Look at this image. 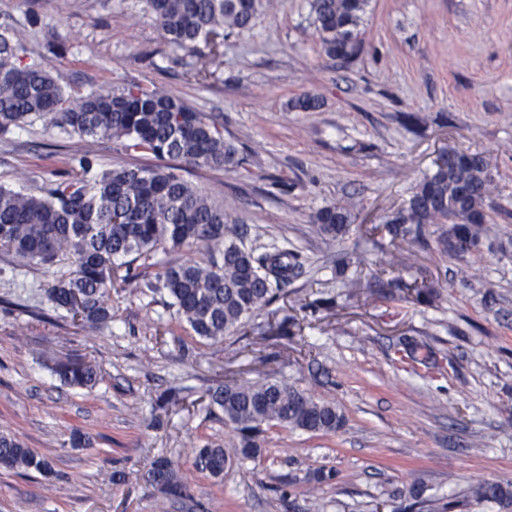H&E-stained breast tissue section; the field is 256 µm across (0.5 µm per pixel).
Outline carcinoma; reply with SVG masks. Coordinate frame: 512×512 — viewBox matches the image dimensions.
Instances as JSON below:
<instances>
[{
	"instance_id": "1",
	"label": "carcinoma",
	"mask_w": 512,
	"mask_h": 512,
	"mask_svg": "<svg viewBox=\"0 0 512 512\" xmlns=\"http://www.w3.org/2000/svg\"><path fill=\"white\" fill-rule=\"evenodd\" d=\"M168 43L192 51L204 40L219 53L224 37L254 26L261 0H145ZM369 0H310L321 51L348 59L357 47ZM69 127L81 136L122 141L125 150L180 161L199 168L231 170L241 165L236 147L214 122L157 87H103L86 95L65 92L61 75L23 65L9 30L0 32V133L34 120ZM88 150L45 195L0 187V252L47 270L66 259L69 272L47 283L54 308L88 324L112 321V259H150L160 249H200L205 258L168 266L155 280L119 276L124 287L166 292L173 316L195 336L221 343L255 314L268 309L302 273L299 254L274 248L259 252L244 243L247 230L228 222L224 205L177 173L175 165L119 167L96 171ZM493 174L482 153L442 155L417 184L407 204L389 219L393 231L427 240L428 227L442 226V253L459 258L495 235L491 214ZM318 234L334 242L349 231V208L332 204L312 217ZM70 386L93 388L98 365L76 360L56 368ZM209 404L224 414L234 433L231 447L206 444L193 451L192 467L218 478L224 469L260 452V435L281 426L332 433L344 417L336 405L283 382L241 381L208 392ZM0 466L50 474L53 459L0 433ZM179 463L165 457L147 470L151 484L171 497L184 495ZM478 501L512 507V484L485 482L473 490Z\"/></svg>"
}]
</instances>
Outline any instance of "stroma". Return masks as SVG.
<instances>
[{"instance_id": "stroma-1", "label": "stroma", "mask_w": 512, "mask_h": 512, "mask_svg": "<svg viewBox=\"0 0 512 512\" xmlns=\"http://www.w3.org/2000/svg\"><path fill=\"white\" fill-rule=\"evenodd\" d=\"M6 25L22 64L61 71L70 93L154 85L222 124L244 167L182 175L247 225L248 246L288 244L304 270L275 314L214 344L165 294L120 287L111 323L73 325L44 294L66 265L0 253V432L54 460L47 477L0 468V512H502L472 490L512 484V0H370L349 60L321 51L309 0H264L219 57L167 44L144 0H0ZM306 94L318 109L297 107ZM88 149L105 165L158 163L38 120L0 134V184L43 193ZM449 150L490 155L498 204L495 237L462 258L387 224ZM336 203L352 224L330 244L312 216ZM421 278L432 303L401 288ZM317 298L336 305L312 311ZM277 315L294 336L273 334ZM82 358L100 368L94 389L53 372ZM242 380L335 403L344 425L273 427L257 461L196 472L192 449L233 437L205 393ZM170 388L185 407L157 408ZM160 456L180 464L185 497L148 482Z\"/></svg>"}]
</instances>
